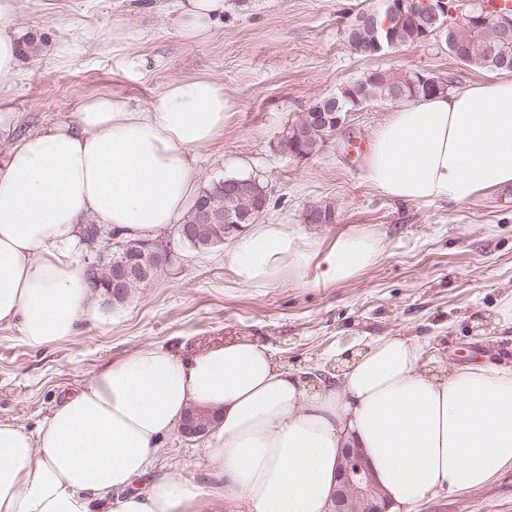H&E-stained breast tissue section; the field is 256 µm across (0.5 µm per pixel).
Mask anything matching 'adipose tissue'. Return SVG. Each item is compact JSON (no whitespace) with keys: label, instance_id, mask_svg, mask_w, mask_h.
<instances>
[{"label":"adipose tissue","instance_id":"1","mask_svg":"<svg viewBox=\"0 0 512 512\" xmlns=\"http://www.w3.org/2000/svg\"><path fill=\"white\" fill-rule=\"evenodd\" d=\"M227 0H174L180 37L204 36ZM17 0H0V80L20 60ZM224 86L165 85L146 108L109 94L17 143L0 168V325L39 349L90 314L79 259L85 218L115 238L151 239L185 212L195 157L224 130ZM363 177L391 200L467 202L512 184V76L394 108L373 133ZM372 231L332 243L252 224L224 254L248 288L318 270L325 285L377 265ZM336 385L285 369L271 348L230 339L188 358L158 345L102 364L29 431L0 419V512H328L342 448L364 449L396 503L481 488L512 467V365L449 366L405 336L344 357ZM219 413L202 481L155 472L187 409Z\"/></svg>","mask_w":512,"mask_h":512}]
</instances>
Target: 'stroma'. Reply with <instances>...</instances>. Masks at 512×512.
Listing matches in <instances>:
<instances>
[{
    "label": "stroma",
    "mask_w": 512,
    "mask_h": 512,
    "mask_svg": "<svg viewBox=\"0 0 512 512\" xmlns=\"http://www.w3.org/2000/svg\"><path fill=\"white\" fill-rule=\"evenodd\" d=\"M169 0H18L22 32L45 35L41 52L21 61L0 82V166L22 138L71 114L90 97L110 93L150 106L165 85L209 76L224 86L231 109L224 132L197 160L196 186L252 176L268 190L265 224H283L325 241L354 228L378 232L382 261L356 280L334 285L287 278L265 288L242 286L224 264L223 247L182 249L181 258L150 286L120 305L92 296L91 317L79 336L35 349L17 330L0 329V419L32 430L68 391L87 382L108 360L158 344L192 353L229 336L270 345L294 372H336V352L380 336L425 341L448 364L483 358L512 364V329L494 325L512 296V186L466 203L395 202L367 185L362 171L376 126L393 108L372 101L350 113L325 149L308 159L281 153L278 141L316 99L379 68L421 72L457 89L490 77L461 64L431 38L375 57L349 45L345 27L381 0H228L223 18L199 41L182 40ZM134 30L130 49L114 48L113 25ZM88 28L101 39L67 64L51 42ZM143 53L147 69L128 65ZM328 205L329 224H310V207ZM204 439L173 432L161 442L157 467L199 478ZM417 512H512V468L487 486L443 493Z\"/></svg>",
    "instance_id": "1"
}]
</instances>
